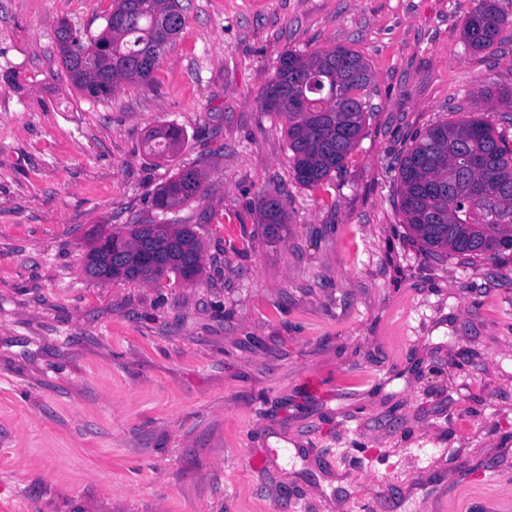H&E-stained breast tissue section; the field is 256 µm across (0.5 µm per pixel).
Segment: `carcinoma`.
Listing matches in <instances>:
<instances>
[{"mask_svg":"<svg viewBox=\"0 0 512 512\" xmlns=\"http://www.w3.org/2000/svg\"><path fill=\"white\" fill-rule=\"evenodd\" d=\"M511 23L498 0H475L463 38L473 50L491 51ZM186 25L181 0H112L98 35L85 37L65 22L58 27L56 35L71 38L70 45H59L65 74L82 98L96 102L109 99L121 82L148 85L165 47ZM370 82L367 64L349 48L288 50L280 56L263 99L268 111L287 121L288 160L297 182L318 185L344 167L370 110L364 94ZM480 95L512 109V88H487ZM184 140L172 124L146 136L150 154L159 159L173 157ZM399 178V208L428 253L473 262L512 250V142L496 133L489 117L462 115L416 133L400 161ZM201 189L197 170H180L157 189L154 206L172 210ZM258 209L267 236L281 238L288 230L281 196L265 193ZM143 251L153 253V264H140ZM201 252L187 224H130L92 236L85 272L117 281L170 274L183 280L190 267L196 278Z\"/></svg>","mask_w":512,"mask_h":512,"instance_id":"carcinoma-1","label":"carcinoma"}]
</instances>
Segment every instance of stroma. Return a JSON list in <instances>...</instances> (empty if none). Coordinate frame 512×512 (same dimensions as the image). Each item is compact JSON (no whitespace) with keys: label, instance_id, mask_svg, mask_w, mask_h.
Instances as JSON below:
<instances>
[{"label":"stroma","instance_id":"stroma-1","mask_svg":"<svg viewBox=\"0 0 512 512\" xmlns=\"http://www.w3.org/2000/svg\"><path fill=\"white\" fill-rule=\"evenodd\" d=\"M183 4L152 84L95 102L55 31L99 34L112 0H0V512H512V251L435 258L397 205L412 136L512 88V25L488 52L473 0ZM337 46L371 111L308 187L261 93L284 51ZM183 168L205 194L157 209ZM128 224L195 227L200 277H86L93 231ZM185 136L173 124L151 129L146 136V144L154 158L169 159L183 146ZM260 224H264L267 236L281 239L282 232L287 234L288 213L283 200L277 192H267L258 202Z\"/></svg>","mask_w":512,"mask_h":512}]
</instances>
